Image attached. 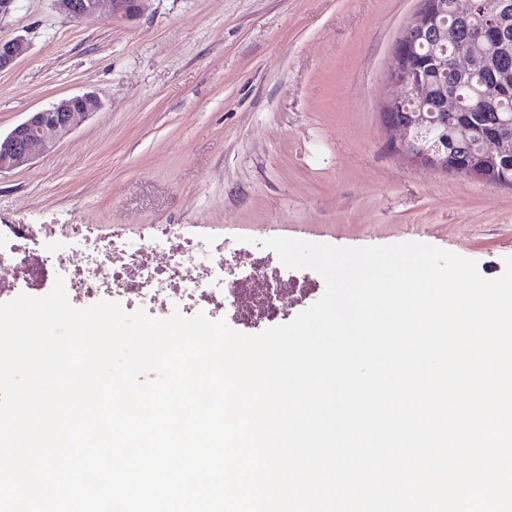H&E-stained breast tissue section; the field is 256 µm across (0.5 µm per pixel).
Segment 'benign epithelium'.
Returning a JSON list of instances; mask_svg holds the SVG:
<instances>
[{
    "instance_id": "obj_1",
    "label": "benign epithelium",
    "mask_w": 512,
    "mask_h": 512,
    "mask_svg": "<svg viewBox=\"0 0 512 512\" xmlns=\"http://www.w3.org/2000/svg\"><path fill=\"white\" fill-rule=\"evenodd\" d=\"M59 9L73 20L100 12L109 6V18L122 20L133 12L123 0H56ZM476 8V0H451V10L444 9L440 0H427L404 27L395 47V65L388 72V95L383 111L390 112L396 105H413L429 99V87L422 73L412 65V48L417 43L437 39L446 45L439 53L432 54L431 70L444 76L448 67L464 68L473 65L469 42L458 37L448 14L465 19ZM28 50L27 42L18 37L0 41V70L11 67ZM90 98L75 96L53 103L49 108L32 113L15 126L6 136H0V174L19 168L38 153H48L57 141L71 133L88 114ZM441 115L434 118L420 112L409 119H383L386 130L394 137L391 145L398 153L406 154L422 165L437 171L453 173L472 181H487L488 167L507 149L508 132L500 127L485 131L482 150L486 165L478 168H450L448 158L438 153L436 146L426 149L420 145L423 138L418 125L444 124L442 113L447 111L446 102L440 101Z\"/></svg>"
}]
</instances>
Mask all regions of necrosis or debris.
<instances>
[{
  "label": "necrosis or debris",
  "mask_w": 512,
  "mask_h": 512,
  "mask_svg": "<svg viewBox=\"0 0 512 512\" xmlns=\"http://www.w3.org/2000/svg\"><path fill=\"white\" fill-rule=\"evenodd\" d=\"M69 251H57L58 238ZM63 278L71 304L97 294L136 304L151 317L198 305L230 314L248 324L279 310L285 283L276 269L225 242H205L161 228L147 240L95 233L82 224H13L0 230V302L21 286L34 296Z\"/></svg>",
  "instance_id": "necrosis-or-debris-1"
}]
</instances>
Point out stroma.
<instances>
[{"instance_id":"obj_1","label":"stroma","mask_w":512,"mask_h":512,"mask_svg":"<svg viewBox=\"0 0 512 512\" xmlns=\"http://www.w3.org/2000/svg\"><path fill=\"white\" fill-rule=\"evenodd\" d=\"M420 0H144L110 22L15 0L0 39L29 50L0 72V133L73 96L87 120L0 174V225L88 224L211 240L286 236L335 246L406 241L499 277L512 187L397 154L381 121L394 48ZM284 294L279 323L320 299Z\"/></svg>"}]
</instances>
